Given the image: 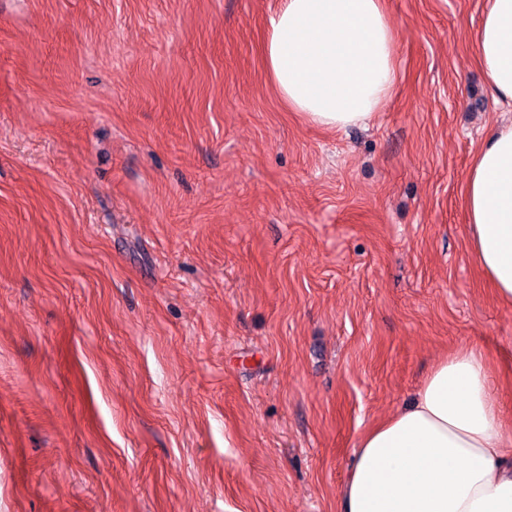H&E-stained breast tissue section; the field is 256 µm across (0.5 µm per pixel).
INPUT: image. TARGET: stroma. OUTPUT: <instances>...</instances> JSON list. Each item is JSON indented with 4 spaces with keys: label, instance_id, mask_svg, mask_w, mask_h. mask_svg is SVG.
I'll list each match as a JSON object with an SVG mask.
<instances>
[{
    "label": "stroma",
    "instance_id": "stroma-1",
    "mask_svg": "<svg viewBox=\"0 0 512 512\" xmlns=\"http://www.w3.org/2000/svg\"><path fill=\"white\" fill-rule=\"evenodd\" d=\"M280 0H0V512H336L461 346L512 421L463 192L487 0H385L365 127L282 104Z\"/></svg>",
    "mask_w": 512,
    "mask_h": 512
}]
</instances>
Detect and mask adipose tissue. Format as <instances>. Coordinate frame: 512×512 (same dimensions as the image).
<instances>
[{"mask_svg":"<svg viewBox=\"0 0 512 512\" xmlns=\"http://www.w3.org/2000/svg\"><path fill=\"white\" fill-rule=\"evenodd\" d=\"M267 70L310 124L365 126L397 80L383 0H283L268 19ZM496 98L512 106V0H490L473 35ZM472 253L512 305V117L487 134L464 192ZM338 512H512V430L483 355L441 359L411 402L361 435Z\"/></svg>","mask_w":512,"mask_h":512,"instance_id":"ef3b65f1","label":"adipose tissue"}]
</instances>
